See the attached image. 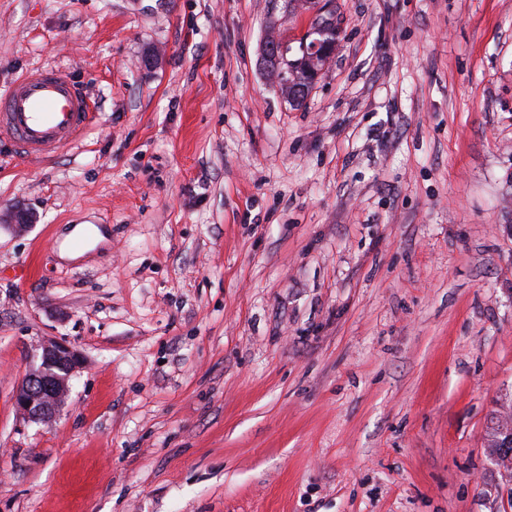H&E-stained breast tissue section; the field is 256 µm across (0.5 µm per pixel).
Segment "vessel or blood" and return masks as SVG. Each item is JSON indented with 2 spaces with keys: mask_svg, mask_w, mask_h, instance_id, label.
Returning a JSON list of instances; mask_svg holds the SVG:
<instances>
[{
  "mask_svg": "<svg viewBox=\"0 0 512 512\" xmlns=\"http://www.w3.org/2000/svg\"><path fill=\"white\" fill-rule=\"evenodd\" d=\"M95 118L88 99L64 70H27L0 93V138L24 158H47L77 144Z\"/></svg>",
  "mask_w": 512,
  "mask_h": 512,
  "instance_id": "b4317fda",
  "label": "vessel or blood"
}]
</instances>
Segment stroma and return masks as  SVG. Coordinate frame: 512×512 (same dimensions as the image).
<instances>
[{"instance_id": "1", "label": "stroma", "mask_w": 512, "mask_h": 512, "mask_svg": "<svg viewBox=\"0 0 512 512\" xmlns=\"http://www.w3.org/2000/svg\"><path fill=\"white\" fill-rule=\"evenodd\" d=\"M334 5L295 107L285 0H0V92L53 63L96 113L0 139V512H512V0ZM48 340L84 363L30 422ZM332 2L331 0L326 1L311 20L309 32L315 33L313 35L316 36V39L309 47L307 40L304 39L293 58H288V54L291 51L288 50V44H286V42L274 37L266 41L263 50V60L268 69L276 70L280 72L282 76H286L288 72L303 68L309 75H312L315 80L318 78L322 70L323 62L331 57L336 48V38L338 34L334 10L331 7ZM320 45H322V48L319 50ZM308 74L303 70L297 71L295 74L288 73L286 78L279 81L282 88L288 93V97L290 95L288 91L291 89L290 84L303 86L308 89V92L301 96L296 106H301L304 103L311 90V78Z\"/></svg>"}]
</instances>
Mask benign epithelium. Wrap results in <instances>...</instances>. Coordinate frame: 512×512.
Masks as SVG:
<instances>
[{
    "mask_svg": "<svg viewBox=\"0 0 512 512\" xmlns=\"http://www.w3.org/2000/svg\"><path fill=\"white\" fill-rule=\"evenodd\" d=\"M332 0L315 13L311 20L310 32L316 39L313 43L306 42L299 46L293 57H288V44L278 38L266 41L263 50V60L267 68L276 70L281 75L303 68L313 77H318L323 62L331 57L336 48L338 37ZM0 221L14 226L22 232L32 224L30 215L20 208H15L0 215ZM79 364V357L64 344H45L41 354L24 377L16 395V406L25 418L34 421L51 419L69 392V381Z\"/></svg>",
    "mask_w": 512,
    "mask_h": 512,
    "instance_id": "benign-epithelium-1",
    "label": "benign epithelium"
}]
</instances>
